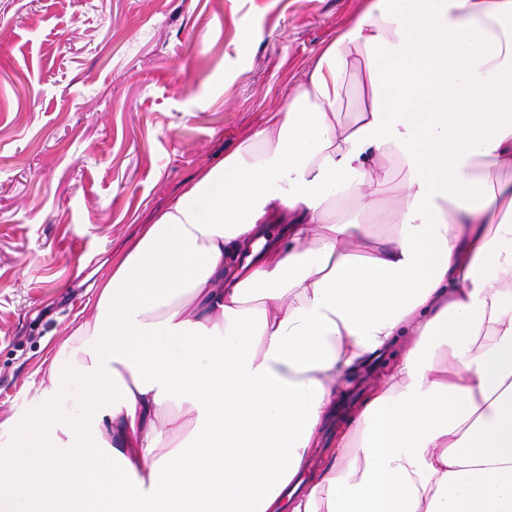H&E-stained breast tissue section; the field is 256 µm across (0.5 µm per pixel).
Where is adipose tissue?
<instances>
[{"label":"adipose tissue","instance_id":"1","mask_svg":"<svg viewBox=\"0 0 512 512\" xmlns=\"http://www.w3.org/2000/svg\"><path fill=\"white\" fill-rule=\"evenodd\" d=\"M7 440L0 512H512V0H366L112 258ZM399 359L400 353L396 350L344 376L336 397V409L325 421L320 434L319 448H316L304 473L305 485L319 478L337 436L348 426L350 418L365 401L369 392L382 382L386 373L399 362Z\"/></svg>","mask_w":512,"mask_h":512}]
</instances>
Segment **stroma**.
<instances>
[{
	"instance_id": "stroma-1",
	"label": "stroma",
	"mask_w": 512,
	"mask_h": 512,
	"mask_svg": "<svg viewBox=\"0 0 512 512\" xmlns=\"http://www.w3.org/2000/svg\"><path fill=\"white\" fill-rule=\"evenodd\" d=\"M365 0H0V426L94 314L90 286L262 128ZM399 352L346 374L304 474Z\"/></svg>"
}]
</instances>
